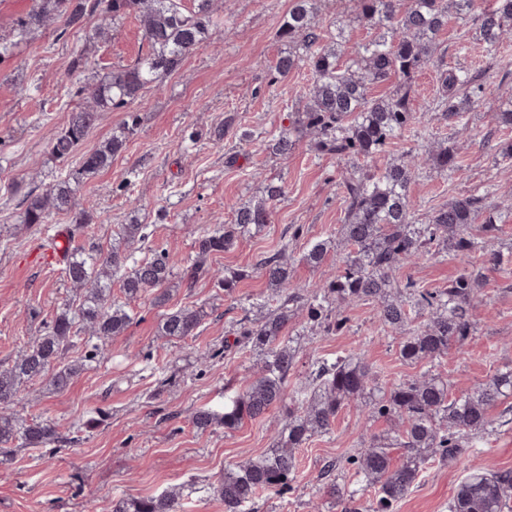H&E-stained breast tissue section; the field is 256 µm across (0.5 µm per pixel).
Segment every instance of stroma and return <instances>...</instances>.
Segmentation results:
<instances>
[{
    "mask_svg": "<svg viewBox=\"0 0 512 512\" xmlns=\"http://www.w3.org/2000/svg\"><path fill=\"white\" fill-rule=\"evenodd\" d=\"M32 0H0V40L15 42L12 55L0 61V370L43 334L45 323L66 301L80 293L63 266L30 262L32 249L47 247L57 230L69 227L70 216L55 212L46 224H19V203L29 191L52 188L77 161L55 160L52 139L65 125L70 109L81 103L79 75L72 63L83 58L89 70L103 72L134 61L146 49L141 27L126 17L98 36L99 16L82 29L58 35L47 28L27 39L15 38L19 21ZM292 0H224V25L164 78L128 107L101 113L81 145L89 151L136 116L137 130L109 168L81 187L76 202L89 212L86 227L70 234V244L87 250H109L119 225H147L148 242L135 244V259L148 257L163 245L180 265L197 254V240L206 228L229 224L234 210L269 182L284 187L270 224L258 234L239 239L229 250L211 254V269L239 271L243 277L232 294L217 288L213 278L193 286L172 281L164 303L153 294L128 302L132 322L124 335L105 343V360L74 377L63 390L36 380L23 388L13 416L58 425L67 443L58 452L16 448L0 456V512H94L131 497L156 496L179 490L184 512H224L215 488L226 467L270 448L285 421L282 408L263 418L245 420L236 430L201 432L191 417L201 408L223 411L258 372V358L239 346L236 332L256 305L272 309L276 297L256 262L280 248L296 258L294 282L313 286L336 270L335 256L319 268L300 257L310 242L337 234L344 212L336 198V182L344 168L335 156L316 150L313 136L301 138L288 158L264 147L305 103L310 83L307 67L276 79L274 66L284 42L277 31ZM316 22L322 31L343 30L348 46L373 39L376 30L354 19V0H316ZM432 62L410 82L417 98H437L438 72L464 67L483 87L484 107L467 113L466 134H458L440 113H428L421 126L392 140L379 158L388 164L405 158L418 146L445 142L455 148L459 169L452 177L431 166L419 168L410 185V199L419 222L433 209L469 192L512 183V167L496 163L500 142L512 130L498 127L490 113L512 95V39L488 55L476 25L449 17L438 37ZM224 140L215 143L214 132ZM498 231L484 234L473 224L481 257L499 253L501 265L485 266L477 299L474 331L452 343L434 370L448 381L452 395L512 370V210L497 213ZM469 264L455 254H440L405 263L397 276L421 290L447 287ZM200 308L206 316L193 338L167 340L158 334L163 314ZM348 329L327 333L307 324L297 313L288 329L297 359L289 384L306 381L311 367L337 356L361 355L379 381L393 385L419 375L399 355V338L387 334L373 302L344 306ZM98 419L93 430L83 427ZM396 424L372 417L356 404L342 407L330 433L311 439L297 453L298 476L282 496L262 495L257 512H341L322 491L317 475L325 462L336 461L338 475L360 498L369 491L345 462L360 452L363 437L392 433ZM512 470V425L476 438L469 461L426 464L417 488L397 512H448V501L469 466Z\"/></svg>",
    "mask_w": 512,
    "mask_h": 512,
    "instance_id": "1",
    "label": "stroma"
}]
</instances>
